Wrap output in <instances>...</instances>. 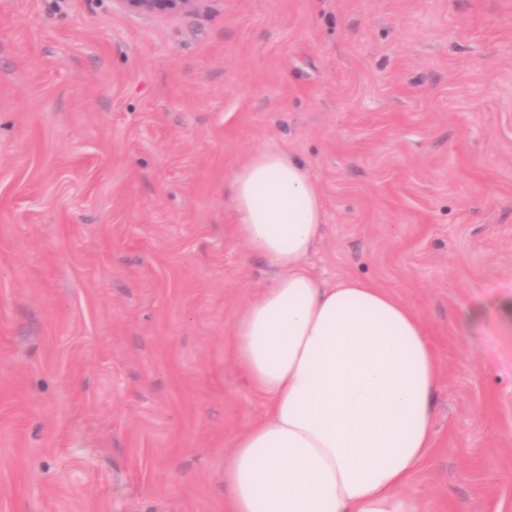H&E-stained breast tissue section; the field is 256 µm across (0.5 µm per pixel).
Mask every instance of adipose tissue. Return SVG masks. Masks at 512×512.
<instances>
[{"label":"adipose tissue","instance_id":"ef3b65f1","mask_svg":"<svg viewBox=\"0 0 512 512\" xmlns=\"http://www.w3.org/2000/svg\"><path fill=\"white\" fill-rule=\"evenodd\" d=\"M235 234L275 268L229 353L269 401L224 467L226 512H424L412 479L434 443L440 360L420 313L305 262L325 210L307 165L256 150L230 175Z\"/></svg>","mask_w":512,"mask_h":512}]
</instances>
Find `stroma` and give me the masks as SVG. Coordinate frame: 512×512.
Wrapping results in <instances>:
<instances>
[{
    "instance_id": "stroma-1",
    "label": "stroma",
    "mask_w": 512,
    "mask_h": 512,
    "mask_svg": "<svg viewBox=\"0 0 512 512\" xmlns=\"http://www.w3.org/2000/svg\"><path fill=\"white\" fill-rule=\"evenodd\" d=\"M262 147L320 190L310 271L427 323V512H512V0H0V512H224ZM205 0H113L118 9L130 15L174 17L198 11Z\"/></svg>"
}]
</instances>
